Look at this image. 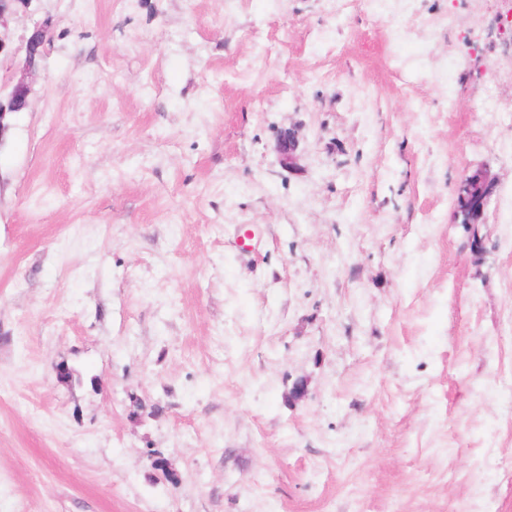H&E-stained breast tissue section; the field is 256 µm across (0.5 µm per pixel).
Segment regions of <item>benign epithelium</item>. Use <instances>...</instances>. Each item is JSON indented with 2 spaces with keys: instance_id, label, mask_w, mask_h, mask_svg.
<instances>
[{
  "instance_id": "benign-epithelium-1",
  "label": "benign epithelium",
  "mask_w": 512,
  "mask_h": 512,
  "mask_svg": "<svg viewBox=\"0 0 512 512\" xmlns=\"http://www.w3.org/2000/svg\"><path fill=\"white\" fill-rule=\"evenodd\" d=\"M31 0H0V29H6L10 21L21 8H28ZM53 29L50 17H40L32 20L28 29L16 45L11 40L0 35V58L14 59L24 56L22 67L8 76L10 94L0 96V144L10 128V117L15 113V101L28 102L31 85L45 54L46 41ZM298 147L297 133L287 129L280 134L277 151L280 163L286 167L295 164ZM495 181L486 169H479L465 175L456 185L455 194L469 206L484 213L494 193Z\"/></svg>"
}]
</instances>
